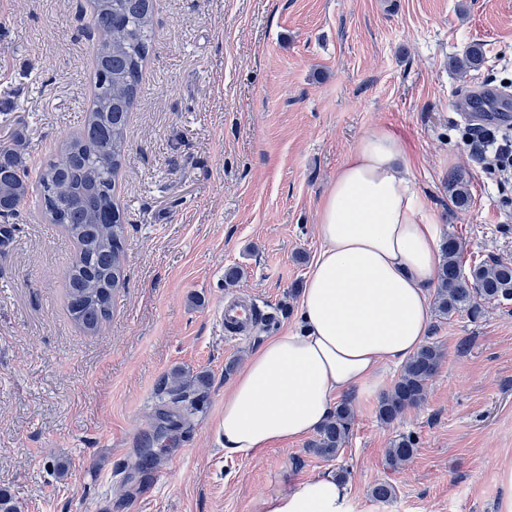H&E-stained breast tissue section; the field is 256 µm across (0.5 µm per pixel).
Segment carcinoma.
I'll use <instances>...</instances> for the list:
<instances>
[{
	"label": "carcinoma",
	"instance_id": "carcinoma-1",
	"mask_svg": "<svg viewBox=\"0 0 512 512\" xmlns=\"http://www.w3.org/2000/svg\"><path fill=\"white\" fill-rule=\"evenodd\" d=\"M91 29L97 33L93 65L95 82L90 108L80 130L63 142L55 158L29 180L24 154L14 144L0 146V215L15 216L36 187V206L46 224L60 226L75 243L66 274L67 308L85 332H97L112 316V300L125 285L122 213L115 202L116 179L127 151L126 130L145 66L155 41V0H91ZM455 203L465 207L469 192L461 176L452 178ZM435 310L442 318L464 312L483 317L486 307L512 301V263L494 260L464 267L461 245L453 235L441 244ZM444 357L436 342L423 345L403 365L390 389L378 401L380 421L389 423L426 399L428 381ZM170 403L181 405L180 417L194 414V404L177 386ZM354 414L347 401L336 405L321 425L310 451L335 458L352 435ZM416 442L402 435L392 442L387 461L399 467L416 454Z\"/></svg>",
	"mask_w": 512,
	"mask_h": 512
}]
</instances>
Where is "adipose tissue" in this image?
<instances>
[{"mask_svg": "<svg viewBox=\"0 0 512 512\" xmlns=\"http://www.w3.org/2000/svg\"><path fill=\"white\" fill-rule=\"evenodd\" d=\"M403 159L400 140L377 128L337 170L320 205L322 246L302 291V323L269 337L225 391V454L316 431L343 395L376 388L383 369L424 344L440 231ZM259 512H349L348 487L330 474L284 486L260 498Z\"/></svg>", "mask_w": 512, "mask_h": 512, "instance_id": "1", "label": "adipose tissue"}]
</instances>
